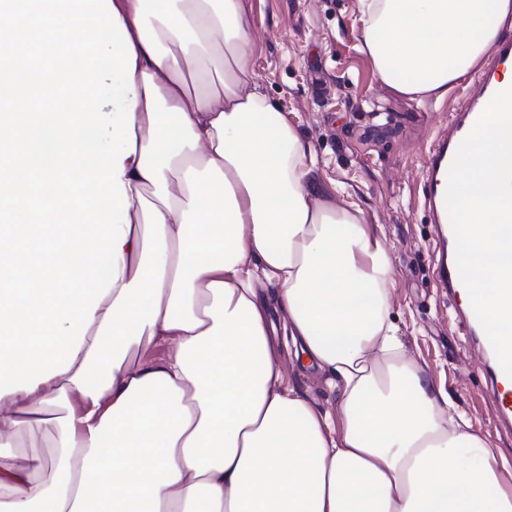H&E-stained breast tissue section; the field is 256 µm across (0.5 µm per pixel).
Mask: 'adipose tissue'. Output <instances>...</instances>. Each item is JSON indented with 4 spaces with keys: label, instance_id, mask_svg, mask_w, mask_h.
I'll return each instance as SVG.
<instances>
[{
    "label": "adipose tissue",
    "instance_id": "adipose-tissue-1",
    "mask_svg": "<svg viewBox=\"0 0 512 512\" xmlns=\"http://www.w3.org/2000/svg\"><path fill=\"white\" fill-rule=\"evenodd\" d=\"M360 6L419 99L512 18ZM248 46L238 0H0V512H512V460L406 358L388 250L313 190ZM283 335L337 410L286 384ZM34 427L53 452L19 465Z\"/></svg>",
    "mask_w": 512,
    "mask_h": 512
}]
</instances>
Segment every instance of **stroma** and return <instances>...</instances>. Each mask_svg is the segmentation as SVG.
I'll return each instance as SVG.
<instances>
[{
  "label": "stroma",
  "instance_id": "stroma-1",
  "mask_svg": "<svg viewBox=\"0 0 512 512\" xmlns=\"http://www.w3.org/2000/svg\"><path fill=\"white\" fill-rule=\"evenodd\" d=\"M254 49L256 85L317 155L316 179L338 183L336 205L357 203L362 221L389 251L390 317L408 353L474 431L512 458V430L496 428L484 357L455 318L458 302L436 279L435 228L421 203L425 152L459 87L440 101L402 95L379 83L361 51L360 0H241ZM285 377L318 406L337 394L295 346L281 353Z\"/></svg>",
  "mask_w": 512,
  "mask_h": 512
}]
</instances>
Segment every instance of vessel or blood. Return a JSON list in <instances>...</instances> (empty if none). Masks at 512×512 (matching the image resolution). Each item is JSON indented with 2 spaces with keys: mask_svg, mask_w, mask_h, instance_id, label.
I'll return each mask as SVG.
<instances>
[{
  "mask_svg": "<svg viewBox=\"0 0 512 512\" xmlns=\"http://www.w3.org/2000/svg\"><path fill=\"white\" fill-rule=\"evenodd\" d=\"M512 68V39L496 43L488 52L478 78L463 90L459 106L448 116L443 128L428 148L424 165L422 186L423 206L437 233L439 261L437 279L442 288L456 292L459 276L455 259V240L445 208L444 197L447 171L462 140L469 134L479 115L493 95L511 86L504 74ZM460 320L472 333L482 337L484 329L472 307L459 312ZM482 349L487 356V371L492 384V395L499 423L512 426V377L500 367L490 342L484 341Z\"/></svg>",
  "mask_w": 512,
  "mask_h": 512,
  "instance_id": "vessel-or-blood-1",
  "label": "vessel or blood"
}]
</instances>
